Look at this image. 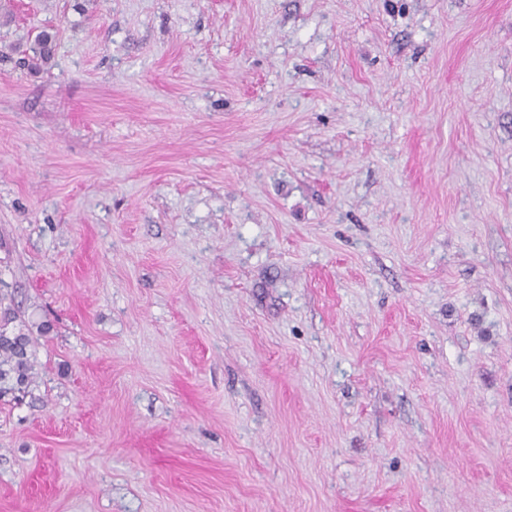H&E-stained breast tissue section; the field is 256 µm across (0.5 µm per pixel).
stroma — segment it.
I'll return each instance as SVG.
<instances>
[{
	"mask_svg": "<svg viewBox=\"0 0 512 512\" xmlns=\"http://www.w3.org/2000/svg\"><path fill=\"white\" fill-rule=\"evenodd\" d=\"M0 279V512H512V0H15ZM55 35L43 31L41 32L32 47L33 57L29 64L30 69H36L41 64H47L54 55ZM7 297L0 293V400L7 396L19 399L29 392L34 378L32 347L34 337L25 324L17 332L7 331V326L14 322L16 316L11 304L4 307Z\"/></svg>",
	"mask_w": 512,
	"mask_h": 512,
	"instance_id": "stroma-1",
	"label": "stroma"
}]
</instances>
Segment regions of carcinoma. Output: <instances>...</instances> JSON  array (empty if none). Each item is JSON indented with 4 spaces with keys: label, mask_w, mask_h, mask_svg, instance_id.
Listing matches in <instances>:
<instances>
[{
    "label": "carcinoma",
    "mask_w": 512,
    "mask_h": 512,
    "mask_svg": "<svg viewBox=\"0 0 512 512\" xmlns=\"http://www.w3.org/2000/svg\"><path fill=\"white\" fill-rule=\"evenodd\" d=\"M54 48L55 35L41 32L32 47L30 68L36 69L48 63L54 55ZM16 319L9 305L0 312V400L9 395L14 399L24 396L34 378V337L31 330L22 324L16 331H7V326Z\"/></svg>",
    "instance_id": "cac0c4a2"
}]
</instances>
